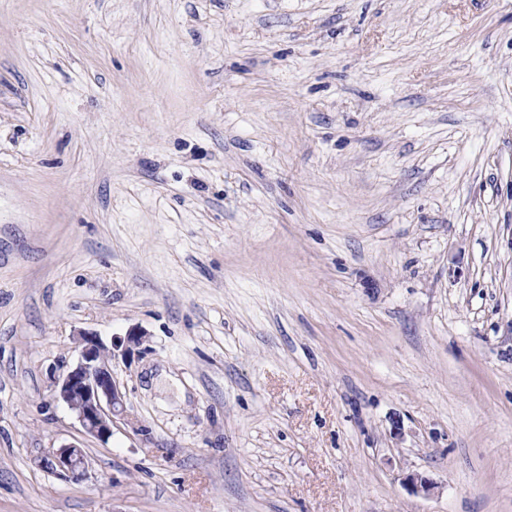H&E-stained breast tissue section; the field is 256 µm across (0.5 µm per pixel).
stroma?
<instances>
[{"label":"stroma","mask_w":512,"mask_h":512,"mask_svg":"<svg viewBox=\"0 0 512 512\" xmlns=\"http://www.w3.org/2000/svg\"><path fill=\"white\" fill-rule=\"evenodd\" d=\"M0 512H512V0H0ZM140 331L107 345L93 334H82L76 362L66 367L55 383L54 398L76 416L84 432L107 442L115 417L125 413V400L112 378V361L124 357L144 341ZM39 465L67 481L83 479L88 471V460L83 448L73 443L44 449Z\"/></svg>","instance_id":"obj_1"}]
</instances>
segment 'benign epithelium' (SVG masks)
<instances>
[{
  "instance_id": "7a95c632",
  "label": "benign epithelium",
  "mask_w": 512,
  "mask_h": 512,
  "mask_svg": "<svg viewBox=\"0 0 512 512\" xmlns=\"http://www.w3.org/2000/svg\"><path fill=\"white\" fill-rule=\"evenodd\" d=\"M144 341V334L133 330L127 336L106 344L93 334H84L76 362L66 367L55 383L54 398L76 416L84 432L107 442L112 437L115 417L125 413V400L112 378V361L129 354ZM41 468L67 481L87 476L88 460L80 446L68 443L44 449ZM412 493L430 494L435 483L420 473L403 478Z\"/></svg>"
}]
</instances>
